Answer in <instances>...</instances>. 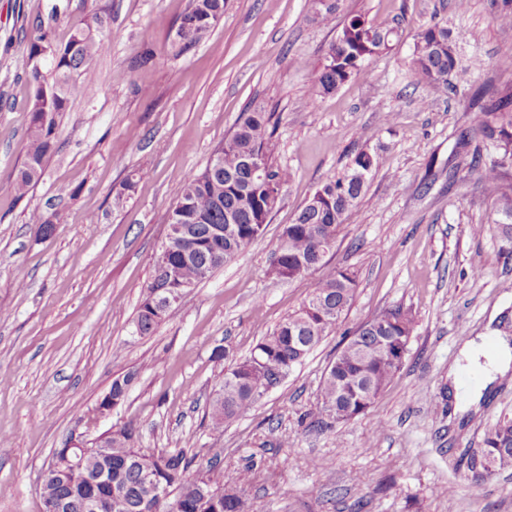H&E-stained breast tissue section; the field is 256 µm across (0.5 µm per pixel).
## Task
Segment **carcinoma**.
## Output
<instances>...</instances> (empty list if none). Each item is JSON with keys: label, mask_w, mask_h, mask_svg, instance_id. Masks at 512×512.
<instances>
[{"label": "carcinoma", "mask_w": 512, "mask_h": 512, "mask_svg": "<svg viewBox=\"0 0 512 512\" xmlns=\"http://www.w3.org/2000/svg\"><path fill=\"white\" fill-rule=\"evenodd\" d=\"M341 2L311 0L313 20L324 25L333 23ZM57 12L55 4L47 18L36 22L29 36V59H49L54 79H46L36 64L30 71L35 91L30 102L25 159L13 181V189L20 197L42 174L43 163L55 147L56 117L65 110L69 98L75 94L87 98L94 95L89 67L108 49L107 42L93 33V27L102 25L98 16L93 18V24L75 29L65 44L52 45L47 28L56 21ZM223 15L224 0H192L177 30L179 41L186 47L196 44ZM399 37L397 28L373 24L364 11L348 14L317 62H304L312 72L314 96L334 93L361 72L371 58L389 50ZM457 69L458 55L451 31L439 23L421 27L411 58L415 81L432 89H446L453 85ZM473 133L497 153L490 165L478 168V178L498 216L494 224L512 249V185L504 184L500 173L512 164V85L496 91L481 107ZM275 150L271 114L260 107L253 108L240 116L232 134L205 169L186 181L175 209V213L186 216L184 232L169 244L168 250L182 283L193 287L257 239L255 226L264 213L273 210L278 197L271 189L261 190L253 185L244 158L253 152L262 154L270 177L283 187L292 181V174L274 166ZM376 163L375 154L368 150L354 153L343 172L325 180L294 221L282 227L271 249L277 261L270 262L269 274L290 281L318 271L322 276L300 308L256 345L268 364L257 365L247 357L225 370L215 383L214 390L219 395L209 401L212 428L222 429L249 414L266 394L275 370L288 374L302 364L305 356L337 328L349 309L358 286L355 271L343 267L327 271L324 259L312 269L302 267L301 262L320 251L326 255L336 247L340 227L358 212L367 192L368 180H360L357 173ZM169 313L167 308L157 315L147 297H142L136 334H152ZM413 330L412 314L395 308L350 332L321 382L322 408L329 420L317 419L312 427L322 432L367 412L403 367V362L391 358L388 347L412 336ZM132 439L131 428L116 430L105 454L84 460V471L98 478L94 484L81 481L78 472L67 471L66 449H55L50 466L58 473L42 485V499L50 502L67 498L75 502L95 492L112 497L118 503L115 512H151L157 502L144 480V474L149 472L162 484L182 485V493L167 503L163 512H196V495L201 489L220 494V512H247L244 473L220 477L214 471L216 456L206 467L195 469L193 459L182 449L148 454L135 447ZM486 445L489 461L482 471L474 473L476 480L512 469V418L499 421Z\"/></svg>", "instance_id": "carcinoma-1"}]
</instances>
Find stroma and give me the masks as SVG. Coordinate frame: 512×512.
I'll use <instances>...</instances> for the list:
<instances>
[{"label":"stroma","instance_id":"35a3bbf8","mask_svg":"<svg viewBox=\"0 0 512 512\" xmlns=\"http://www.w3.org/2000/svg\"><path fill=\"white\" fill-rule=\"evenodd\" d=\"M55 4L53 43L97 16L109 49L92 66L95 96L71 99L58 116L57 149L20 197L13 180L34 91L25 30ZM190 4L0 0V512H43L54 449L125 425L136 447L246 472L257 512H512V469L478 482L470 469L491 429L512 417V372L475 405L448 385L450 369L470 372L466 341L512 337V256L471 166L473 155L487 164L495 152L477 138L458 143L475 121L474 92L512 83L500 65L512 57V22L495 0H468L462 12L456 0H343V12L366 11L400 38L316 99L301 63L317 61L336 31L313 21L309 0H226L223 18L185 50L176 30ZM434 22L448 25L463 58L482 61L446 95L410 71L414 37ZM255 107L272 112L274 164L292 181L264 234L187 289L153 334L137 336L186 177ZM385 112L394 121L383 128ZM363 147L378 165L359 217L327 256L357 273L349 310L252 412L214 430L207 403L226 362L249 356L318 280L269 276L270 243ZM34 210L53 222L51 236L29 224ZM397 307L415 319L402 370L367 414L314 430L344 331ZM219 346L227 361L214 359ZM130 369L138 378L126 399L100 413L113 379Z\"/></svg>","mask_w":512,"mask_h":512}]
</instances>
